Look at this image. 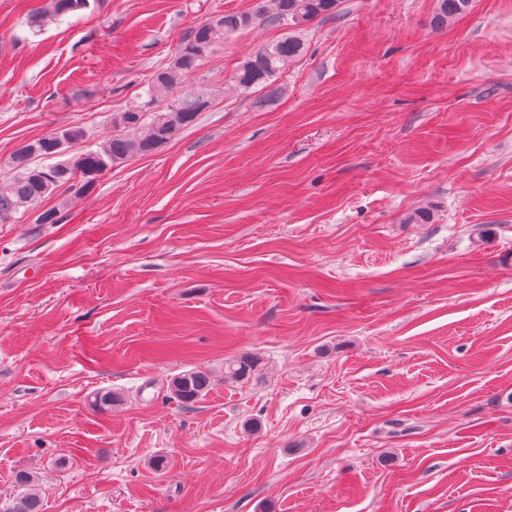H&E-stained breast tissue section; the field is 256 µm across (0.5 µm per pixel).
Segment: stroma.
<instances>
[{
	"label": "stroma",
	"mask_w": 512,
	"mask_h": 512,
	"mask_svg": "<svg viewBox=\"0 0 512 512\" xmlns=\"http://www.w3.org/2000/svg\"><path fill=\"white\" fill-rule=\"evenodd\" d=\"M47 3L0 0V182L21 142L101 144L199 22L275 10L32 28ZM437 5L339 0L245 93L289 28L229 35L177 88L209 101L194 126L58 189L59 223L0 224V506L29 471L45 512H512V0L443 30ZM196 369L207 395L173 399ZM302 50L303 43L292 35L265 43L238 65L232 77L233 82L244 90L265 86L288 60L299 56ZM262 358L255 353H244L224 364V379L241 382L250 378L260 367ZM212 385L211 376L202 370L187 371L169 382L171 397L182 403H193L207 394Z\"/></svg>",
	"instance_id": "35a3bbf8"
}]
</instances>
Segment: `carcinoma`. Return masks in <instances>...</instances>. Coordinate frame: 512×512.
<instances>
[{"label": "carcinoma", "instance_id": "carcinoma-1", "mask_svg": "<svg viewBox=\"0 0 512 512\" xmlns=\"http://www.w3.org/2000/svg\"><path fill=\"white\" fill-rule=\"evenodd\" d=\"M276 12L266 15L262 6L250 12H232L213 17L194 26L184 39L172 63L155 72L147 83L142 106L118 113L122 126L108 136L104 144L67 153L72 145L84 141L86 132L68 127L18 147L12 156L14 174L9 186L0 189V224L12 221L18 213L37 208L57 189L79 185V192L91 191L107 170L137 156L148 155L167 144L180 130L195 123L204 108L198 106L202 95L185 93L162 110L158 103L167 100L181 79L195 72L201 62L224 43V37L267 22L300 26L335 13L338 0H274ZM51 17L57 21L87 10L90 0H50ZM472 0H438L434 27L442 29L448 21L467 13ZM303 43L295 36L259 46L243 60L233 74L234 84L244 90L267 85L288 60L301 54ZM262 358L255 353L241 354L224 364V379L241 382L260 367ZM211 376L202 370L187 371L169 382L171 397L193 403L207 394ZM21 492L4 512H44L43 502L31 486L34 476L21 471L15 475Z\"/></svg>", "mask_w": 512, "mask_h": 512}]
</instances>
